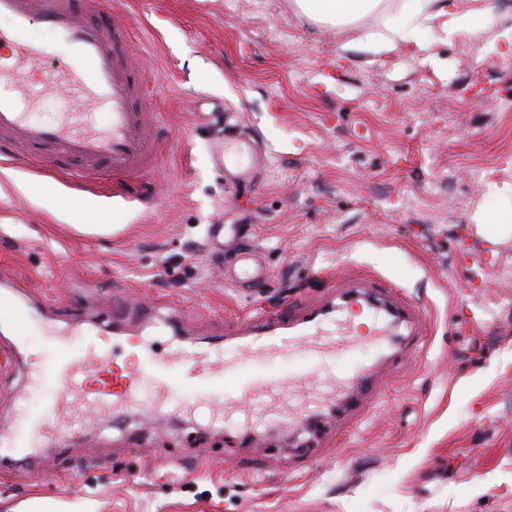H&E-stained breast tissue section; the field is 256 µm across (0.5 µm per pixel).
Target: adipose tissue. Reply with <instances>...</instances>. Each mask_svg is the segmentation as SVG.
I'll return each instance as SVG.
<instances>
[{
    "mask_svg": "<svg viewBox=\"0 0 512 512\" xmlns=\"http://www.w3.org/2000/svg\"><path fill=\"white\" fill-rule=\"evenodd\" d=\"M385 0H296L299 9L317 22L331 25H348L358 21L365 15L382 9ZM459 0H402L400 14L402 23L392 24L387 34L373 37L370 46L375 51H385L391 48L395 39H405L413 36L409 28L410 20L422 18L425 20L446 17L447 36L455 34L464 28H471L484 16L481 7L469 11H460Z\"/></svg>",
    "mask_w": 512,
    "mask_h": 512,
    "instance_id": "obj_1",
    "label": "adipose tissue"
}]
</instances>
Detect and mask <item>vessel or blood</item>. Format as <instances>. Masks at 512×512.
I'll list each match as a JSON object with an SVG mask.
<instances>
[{"mask_svg":"<svg viewBox=\"0 0 512 512\" xmlns=\"http://www.w3.org/2000/svg\"><path fill=\"white\" fill-rule=\"evenodd\" d=\"M0 16L10 19L12 28L0 30V49H13L8 72L14 81L11 93L0 94V141L20 148L26 166L44 165L52 174L48 191H55L64 177L77 175L83 183L100 182L103 175L126 181L150 169L160 142V115L143 104L141 65L138 55L127 46L126 28L111 24L102 0H0ZM41 24L54 36V50L66 59V69L50 74L48 83L60 84L75 101L87 99L103 103L108 112L104 129L90 128L84 113H68L60 122L41 123L30 119L24 104L35 86L31 75L46 52L29 45L14 48L12 36L32 24ZM252 163L233 173L235 182L251 185L264 159L248 142L241 143ZM235 278L241 286L261 288L269 273L253 253L236 255ZM373 312L382 313L388 322L417 324L419 307L400 296L395 285H387L364 300ZM326 311H318L289 326L286 319L263 329L262 339L243 341L239 357L226 362L210 349L175 347L159 353L152 334L128 339L111 346L99 337H88L84 349H71L63 334L45 335L46 345L56 351L54 360L38 365V381L62 384L64 394L49 400L56 416L68 415L73 399L99 413L116 414L140 401L143 383L153 387L151 405L156 409H177V396L186 392L196 405L222 402L212 419H228L237 398H246L264 411L271 410L274 397L288 387L306 383L317 372L318 361L343 358L344 381L354 393L343 399L348 414H359L364 401L359 392L370 377L367 366L356 359L359 341L348 322L337 321L333 330H324ZM308 344L309 356L295 360L296 346ZM281 358L279 367L262 370L269 356ZM51 442L66 450L67 439L51 430L41 414L27 419L26 435L14 438L9 447L16 460L25 461L38 444Z\"/></svg>","mask_w":512,"mask_h":512,"instance_id":"vessel-or-blood-1","label":"vessel or blood"}]
</instances>
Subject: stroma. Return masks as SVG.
<instances>
[{
	"mask_svg": "<svg viewBox=\"0 0 512 512\" xmlns=\"http://www.w3.org/2000/svg\"><path fill=\"white\" fill-rule=\"evenodd\" d=\"M488 30L447 38L440 18L391 51L357 49L399 0L355 25L312 21L294 0H105L143 60L162 141L139 179L91 196L99 233L36 194L0 147V285L43 315H0L21 352L47 332L112 330V305L176 315L179 345L220 344L261 312L327 308L356 282L393 283L425 321L400 363L361 342L378 394L342 425L323 379L281 393L279 420L250 401V429L209 412L92 414L69 456L0 461V512H512V0ZM244 136L262 181H225L213 152ZM213 224H247L267 287L224 280L234 252ZM0 353V446L53 396Z\"/></svg>",
	"mask_w": 512,
	"mask_h": 512,
	"instance_id": "35a3bbf8",
	"label": "stroma"
}]
</instances>
